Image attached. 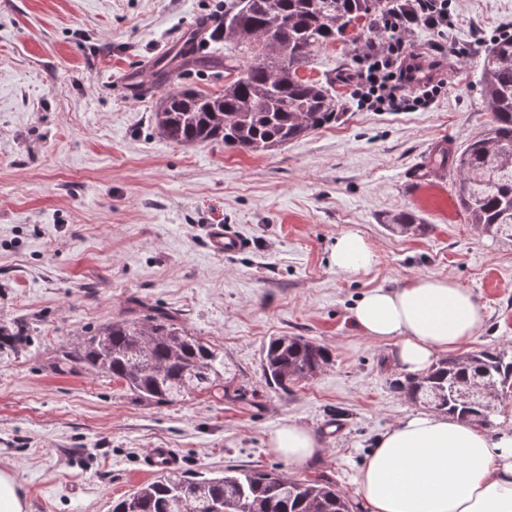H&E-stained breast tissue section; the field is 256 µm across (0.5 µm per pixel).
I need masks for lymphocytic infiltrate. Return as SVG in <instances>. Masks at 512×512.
Masks as SVG:
<instances>
[{"label": "lymphocytic infiltrate", "mask_w": 512, "mask_h": 512, "mask_svg": "<svg viewBox=\"0 0 512 512\" xmlns=\"http://www.w3.org/2000/svg\"><path fill=\"white\" fill-rule=\"evenodd\" d=\"M411 9L392 16L387 24L389 40L372 44L357 56L353 74L354 95L360 109L372 112H414L428 108L443 84L435 80L431 66L406 46L416 24L436 31V54L448 49V0H412Z\"/></svg>", "instance_id": "obj_1"}]
</instances>
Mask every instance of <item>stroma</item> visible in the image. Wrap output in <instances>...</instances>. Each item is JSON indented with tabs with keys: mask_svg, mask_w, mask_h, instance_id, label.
<instances>
[{
	"mask_svg": "<svg viewBox=\"0 0 512 512\" xmlns=\"http://www.w3.org/2000/svg\"><path fill=\"white\" fill-rule=\"evenodd\" d=\"M224 0H0V325L22 327L0 350V466L13 467L28 512H109L151 482L149 449L170 448L184 472L223 475L262 465L296 479L325 474L365 512L354 478L375 439L413 403L393 392L394 345L363 336L350 309L373 288L444 277L484 305L469 350L512 348V240L470 224L456 171L431 167L436 145L488 129L481 57L512 32V0H453L446 87L426 109L366 112L337 83L344 115L303 140L262 153L183 147L151 122L163 84L129 97L166 45ZM352 45L315 52L304 76L355 70ZM428 226L394 235L386 214ZM213 224L246 242L212 253ZM375 248L368 271L329 262L337 236ZM176 312L224 353L232 401L192 392L146 405L122 384L53 367L57 349L89 328L131 317L135 303ZM305 336L331 364L280 390L266 383L270 337ZM310 428L323 451L292 465L267 448L282 424Z\"/></svg>",
	"mask_w": 512,
	"mask_h": 512,
	"instance_id": "1",
	"label": "stroma"
}]
</instances>
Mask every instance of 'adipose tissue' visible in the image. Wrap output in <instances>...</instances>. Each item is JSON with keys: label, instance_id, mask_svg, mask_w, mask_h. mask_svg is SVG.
<instances>
[{"label": "adipose tissue", "instance_id": "ef3b65f1", "mask_svg": "<svg viewBox=\"0 0 512 512\" xmlns=\"http://www.w3.org/2000/svg\"><path fill=\"white\" fill-rule=\"evenodd\" d=\"M331 258L337 270L356 274L373 266L376 253L362 235L345 231ZM485 318L467 288L424 276L371 289L352 310L361 334L394 342L396 364L411 375L473 341ZM268 446L295 465L322 452L313 431L295 422L274 430ZM355 482L367 512H512V429L490 434L434 412L409 413L377 438Z\"/></svg>", "mask_w": 512, "mask_h": 512}]
</instances>
